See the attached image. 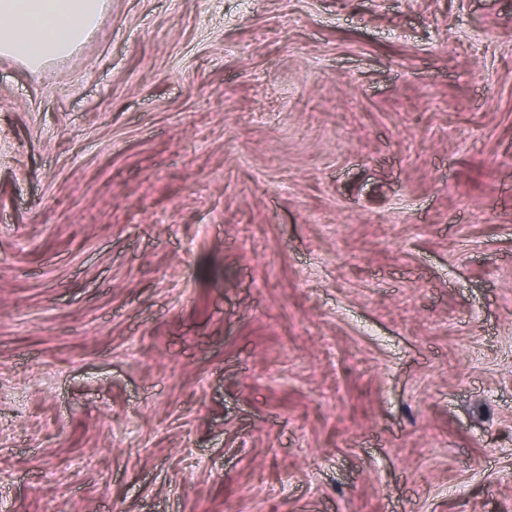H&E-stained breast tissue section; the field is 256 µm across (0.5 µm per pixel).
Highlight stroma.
Segmentation results:
<instances>
[{"instance_id": "stroma-1", "label": "stroma", "mask_w": 512, "mask_h": 512, "mask_svg": "<svg viewBox=\"0 0 512 512\" xmlns=\"http://www.w3.org/2000/svg\"><path fill=\"white\" fill-rule=\"evenodd\" d=\"M0 512H512V0L0 56Z\"/></svg>"}]
</instances>
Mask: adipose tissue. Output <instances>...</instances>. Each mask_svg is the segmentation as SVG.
<instances>
[{"mask_svg": "<svg viewBox=\"0 0 512 512\" xmlns=\"http://www.w3.org/2000/svg\"><path fill=\"white\" fill-rule=\"evenodd\" d=\"M106 0H0V55L32 70L79 48Z\"/></svg>", "mask_w": 512, "mask_h": 512, "instance_id": "1", "label": "adipose tissue"}]
</instances>
